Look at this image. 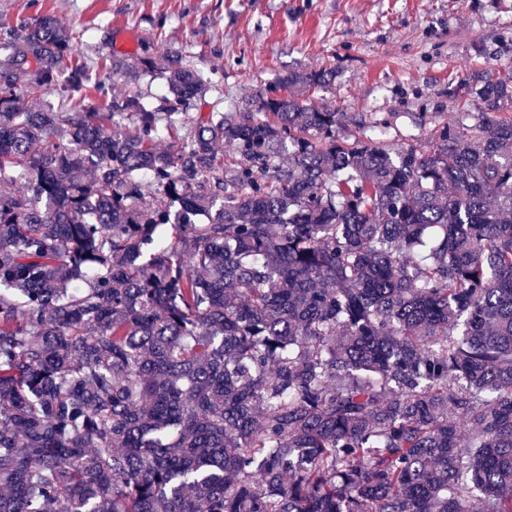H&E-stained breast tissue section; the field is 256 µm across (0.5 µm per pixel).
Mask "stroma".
Listing matches in <instances>:
<instances>
[{"mask_svg": "<svg viewBox=\"0 0 512 512\" xmlns=\"http://www.w3.org/2000/svg\"><path fill=\"white\" fill-rule=\"evenodd\" d=\"M46 14L76 33L69 59L87 80L23 95L25 106L105 112L128 92L160 106L166 78L140 62L176 51L209 89L168 117L175 129L244 105L282 74L331 68L335 80L312 105L388 123L392 143L425 141L436 122L458 120L455 85L512 67V0H0V23ZM120 34L136 40L134 52L116 48Z\"/></svg>", "mask_w": 512, "mask_h": 512, "instance_id": "stroma-1", "label": "stroma"}]
</instances>
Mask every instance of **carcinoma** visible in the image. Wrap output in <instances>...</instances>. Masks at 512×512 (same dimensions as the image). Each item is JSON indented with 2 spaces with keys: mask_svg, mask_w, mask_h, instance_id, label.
Returning a JSON list of instances; mask_svg holds the SVG:
<instances>
[{
  "mask_svg": "<svg viewBox=\"0 0 512 512\" xmlns=\"http://www.w3.org/2000/svg\"><path fill=\"white\" fill-rule=\"evenodd\" d=\"M75 39L0 32V512H512V70L427 142L320 70L164 150L179 55L157 110L22 105Z\"/></svg>",
  "mask_w": 512,
  "mask_h": 512,
  "instance_id": "carcinoma-1",
  "label": "carcinoma"
}]
</instances>
